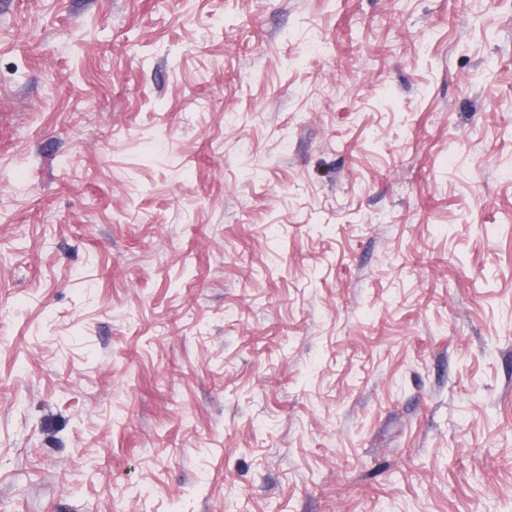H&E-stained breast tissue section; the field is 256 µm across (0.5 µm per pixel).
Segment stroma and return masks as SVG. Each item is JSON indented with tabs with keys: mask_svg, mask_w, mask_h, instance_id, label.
<instances>
[{
	"mask_svg": "<svg viewBox=\"0 0 512 512\" xmlns=\"http://www.w3.org/2000/svg\"><path fill=\"white\" fill-rule=\"evenodd\" d=\"M0 512H512V0H0Z\"/></svg>",
	"mask_w": 512,
	"mask_h": 512,
	"instance_id": "obj_1",
	"label": "stroma"
}]
</instances>
